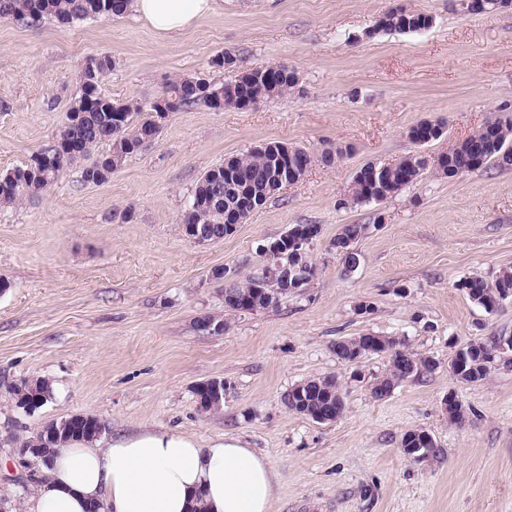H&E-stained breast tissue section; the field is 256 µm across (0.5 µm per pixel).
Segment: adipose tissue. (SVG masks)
<instances>
[{"mask_svg": "<svg viewBox=\"0 0 512 512\" xmlns=\"http://www.w3.org/2000/svg\"><path fill=\"white\" fill-rule=\"evenodd\" d=\"M219 0H129L127 11L159 37L178 35L218 11ZM269 460L234 437L207 443L151 426L108 447L60 448L37 487L38 512H269Z\"/></svg>", "mask_w": 512, "mask_h": 512, "instance_id": "1", "label": "adipose tissue"}]
</instances>
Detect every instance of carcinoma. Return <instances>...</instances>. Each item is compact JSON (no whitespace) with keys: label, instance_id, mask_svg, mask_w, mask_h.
Segmentation results:
<instances>
[{"label":"carcinoma","instance_id":"1","mask_svg":"<svg viewBox=\"0 0 512 512\" xmlns=\"http://www.w3.org/2000/svg\"><path fill=\"white\" fill-rule=\"evenodd\" d=\"M126 0H0V20L17 21L30 18L35 22L45 17H51L65 24L95 18H110L124 13ZM430 22V17L414 14L403 9L388 11L378 22L381 29L403 30L405 32L419 31ZM93 66H85L82 75V88L79 95L71 103L66 119L61 126L53 147L56 156L50 163L36 169L29 165L16 167L0 173V209H9L19 204L25 197L46 193L62 180L70 169L78 162L90 157L100 144L107 142L110 149L100 154L97 159L82 171L83 180L92 183H103L115 170L121 168L128 158L138 153L148 143L152 142L160 132L153 120V113L158 111L159 104H164L165 111L179 112L183 109L203 106L210 107V93L219 92L224 100V108L237 109L239 101L251 95L264 92V86L259 81L235 79L230 82L216 83L194 77H183L169 84L163 96L144 106L138 102H114L104 97L94 105L85 101L86 85L100 84L103 77L112 70V59L109 56H91ZM270 72L282 76V81L276 88L273 97L279 98L291 89L297 82L288 74V70L275 65ZM119 109L128 114V123L121 130L112 127V110ZM491 132L481 129L468 142V148L481 149L486 141L494 136L503 144L512 141V122L499 117L490 119ZM273 157L253 150L240 156L234 166L235 182L247 184L260 198L258 205H263L273 192L279 190L275 185V170L272 165ZM313 155L300 148L294 149L291 163L297 174L311 167ZM423 172V165L416 166L407 162L393 170L387 171L385 182L381 185L383 195L390 194L402 184L413 183ZM234 196L228 187L224 186V166L217 165L209 169L198 182L189 201L182 223L199 224L211 227L224 223V211L233 203ZM364 232L359 224H348L342 231V236L336 237L333 245L346 250L350 243ZM469 298L479 305H484L495 291L509 288L512 290V271L502 270L493 283L486 282L481 277H471L460 283ZM388 347L395 350L397 356L395 369L375 383V386L386 391L394 389L395 385L411 376H416L429 369V360L405 348L401 341L391 339ZM493 347L483 344L475 346V352L470 354L467 363V376L474 381H483L491 364L496 360L492 356ZM51 396L52 382L34 383L29 379H21L6 385L9 394L19 408L28 399L31 387ZM308 406L306 409L323 414L325 422L330 423L340 418L344 411V401L340 388L332 384L311 393H306ZM70 422L71 434L63 437L58 443L46 442L44 433L23 442L24 448H45L52 454L63 444L83 439L87 424L99 422L91 415H71L66 417Z\"/></svg>","mask_w":512,"mask_h":512}]
</instances>
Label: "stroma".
Listing matches in <instances>:
<instances>
[{
    "mask_svg": "<svg viewBox=\"0 0 512 512\" xmlns=\"http://www.w3.org/2000/svg\"><path fill=\"white\" fill-rule=\"evenodd\" d=\"M462 0H224L192 30L163 39L131 16L70 25L0 20V172L52 144L79 92L86 59L114 61L101 91L149 102L180 76L230 81L283 64L288 95L242 110L171 113L158 137L101 184L74 166L50 192L0 211V383L49 378L55 398L28 414L0 391V507L36 512L40 466L16 450L51 420L87 414L113 436L150 425L207 442L239 438L277 475L270 512H512V364L469 384L448 369L470 342L512 336V303L489 312L461 290L512 269V169L486 164L449 179L438 156L512 108V7L472 14ZM402 8L430 28L381 31ZM230 54L232 67L215 58ZM431 119L443 135L415 146L408 129ZM282 142L315 161L223 240L199 244L182 216L201 176L233 155ZM429 161L382 201L347 202L365 164L412 152ZM296 224L321 234L314 269L277 308L231 314L217 267L257 276L261 249ZM365 225L347 269L333 241ZM213 316L223 334L197 330ZM401 340L435 369L373 397L380 354L350 364L337 341ZM331 376L342 416L319 423L284 404L289 389ZM224 380L219 413L198 411L196 384ZM464 406L449 422L445 402ZM428 432L437 451L408 458L402 438Z\"/></svg>",
    "mask_w": 512,
    "mask_h": 512,
    "instance_id": "stroma-1",
    "label": "stroma"
}]
</instances>
